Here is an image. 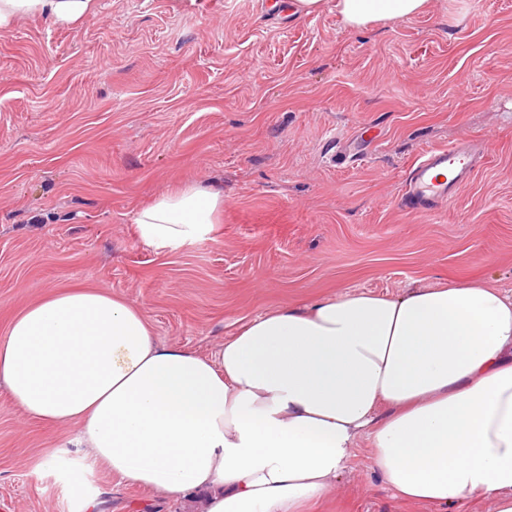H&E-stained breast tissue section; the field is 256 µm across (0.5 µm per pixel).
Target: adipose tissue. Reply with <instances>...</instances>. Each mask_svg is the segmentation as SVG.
<instances>
[{"instance_id":"ef3b65f1","label":"adipose tissue","mask_w":512,"mask_h":512,"mask_svg":"<svg viewBox=\"0 0 512 512\" xmlns=\"http://www.w3.org/2000/svg\"><path fill=\"white\" fill-rule=\"evenodd\" d=\"M428 0H336L352 28ZM96 0H0L74 25ZM224 209L200 184L137 210L160 252L207 239ZM0 386L29 418L76 424L75 444L181 512H307L369 437V468L403 504L466 498L512 512V291L489 282L284 305L202 355L158 344L143 311L92 288L24 307L0 338Z\"/></svg>"}]
</instances>
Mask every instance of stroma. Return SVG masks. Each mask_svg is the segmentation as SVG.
<instances>
[{
    "instance_id": "obj_1",
    "label": "stroma",
    "mask_w": 512,
    "mask_h": 512,
    "mask_svg": "<svg viewBox=\"0 0 512 512\" xmlns=\"http://www.w3.org/2000/svg\"><path fill=\"white\" fill-rule=\"evenodd\" d=\"M274 0H99L74 26L0 32V336L29 303L100 288L166 346L212 353L247 321L345 291L460 281L512 289V0H429L346 27ZM381 146L342 162L333 139ZM486 141L437 214L399 206L424 150ZM198 182L224 194L213 234L161 254L135 211ZM76 425L24 418L0 388V512H177L75 447ZM352 469L314 512H494L399 504Z\"/></svg>"
}]
</instances>
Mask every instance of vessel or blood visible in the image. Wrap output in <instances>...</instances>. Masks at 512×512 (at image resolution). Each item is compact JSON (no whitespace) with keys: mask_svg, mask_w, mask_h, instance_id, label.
Here are the masks:
<instances>
[{"mask_svg":"<svg viewBox=\"0 0 512 512\" xmlns=\"http://www.w3.org/2000/svg\"><path fill=\"white\" fill-rule=\"evenodd\" d=\"M487 150V144L481 142L473 151L460 143L423 152L413 163L402 191L405 207L412 213H437L469 183L476 153Z\"/></svg>","mask_w":512,"mask_h":512,"instance_id":"1","label":"vessel or blood"}]
</instances>
